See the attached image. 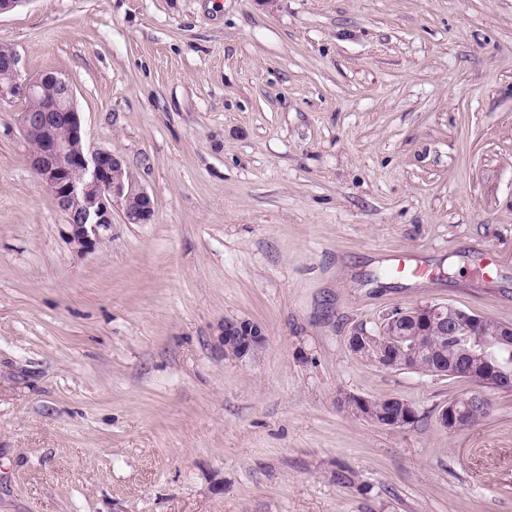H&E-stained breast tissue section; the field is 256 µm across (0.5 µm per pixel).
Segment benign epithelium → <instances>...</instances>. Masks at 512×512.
Listing matches in <instances>:
<instances>
[{
  "mask_svg": "<svg viewBox=\"0 0 512 512\" xmlns=\"http://www.w3.org/2000/svg\"><path fill=\"white\" fill-rule=\"evenodd\" d=\"M16 51L0 44V102H38L36 111L22 110L17 123L33 145L30 162L40 185L52 196L65 218L64 234L78 253L95 250L112 228L117 209L127 224H148L154 218V201L126 168L123 159L110 150H93L84 140L81 112L73 86L58 73L26 78L21 75ZM56 84L51 97L44 94L46 82ZM64 123L62 135L56 124ZM391 330L373 361L384 367L421 370L420 342L438 336L460 337L458 354L448 359L441 376L462 378L476 385L468 397L454 398L439 413L441 426L450 431L470 427L473 414L486 408L483 389H512V374L500 366L502 350L512 348V325L500 323L488 331L486 320L448 304L417 305L395 312ZM224 356L237 360L253 357L266 345L261 324L247 319H226L218 326ZM357 416L387 428H400L417 416L406 400L390 396L384 402L360 396L348 400Z\"/></svg>",
  "mask_w": 512,
  "mask_h": 512,
  "instance_id": "7a95c632",
  "label": "benign epithelium"
}]
</instances>
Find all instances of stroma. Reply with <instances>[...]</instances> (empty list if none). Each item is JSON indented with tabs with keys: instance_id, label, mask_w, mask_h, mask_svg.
Returning a JSON list of instances; mask_svg holds the SVG:
<instances>
[{
	"instance_id": "obj_1",
	"label": "stroma",
	"mask_w": 512,
	"mask_h": 512,
	"mask_svg": "<svg viewBox=\"0 0 512 512\" xmlns=\"http://www.w3.org/2000/svg\"><path fill=\"white\" fill-rule=\"evenodd\" d=\"M0 43L155 207L74 251L0 103V512H512V392L453 433L473 383L348 347L426 303L512 324V0H25ZM224 356L237 360L253 357L266 345V334L261 324L247 319H224L218 326ZM378 400L386 401L379 402L377 399L352 396L349 398L348 404L357 416L387 428L404 427L417 416L416 409L404 399L390 396L387 399L381 398Z\"/></svg>"
}]
</instances>
